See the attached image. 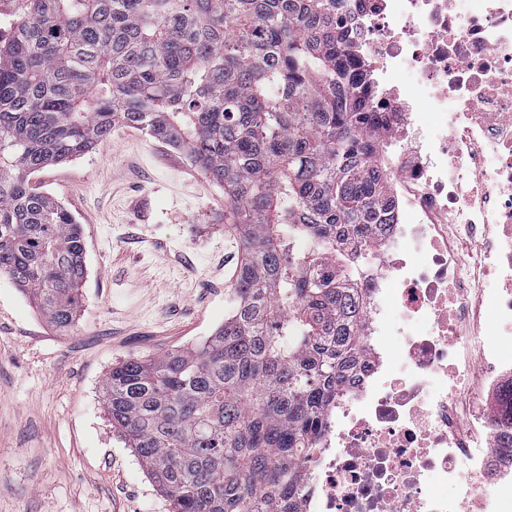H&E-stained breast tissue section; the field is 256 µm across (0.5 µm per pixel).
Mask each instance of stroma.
<instances>
[{
	"label": "stroma",
	"mask_w": 512,
	"mask_h": 512,
	"mask_svg": "<svg viewBox=\"0 0 512 512\" xmlns=\"http://www.w3.org/2000/svg\"><path fill=\"white\" fill-rule=\"evenodd\" d=\"M30 184L81 224L87 275L66 333L0 276V512H170L113 431L101 384L124 359L223 325L237 259L224 189L133 126Z\"/></svg>",
	"instance_id": "obj_1"
}]
</instances>
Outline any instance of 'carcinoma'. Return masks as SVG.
<instances>
[{
  "label": "carcinoma",
  "instance_id": "carcinoma-1",
  "mask_svg": "<svg viewBox=\"0 0 512 512\" xmlns=\"http://www.w3.org/2000/svg\"><path fill=\"white\" fill-rule=\"evenodd\" d=\"M0 39V275L56 328L82 227L29 175L118 127L224 187L239 258L202 344L112 367L102 398L171 512H298L325 406L367 348L360 265L391 205L378 113L336 0H10Z\"/></svg>",
  "mask_w": 512,
  "mask_h": 512
}]
</instances>
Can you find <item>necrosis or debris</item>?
<instances>
[{"label": "necrosis or debris", "instance_id": "necrosis-or-debris-1", "mask_svg": "<svg viewBox=\"0 0 512 512\" xmlns=\"http://www.w3.org/2000/svg\"><path fill=\"white\" fill-rule=\"evenodd\" d=\"M336 7L385 116L393 221L300 512H512V0Z\"/></svg>", "mask_w": 512, "mask_h": 512}]
</instances>
